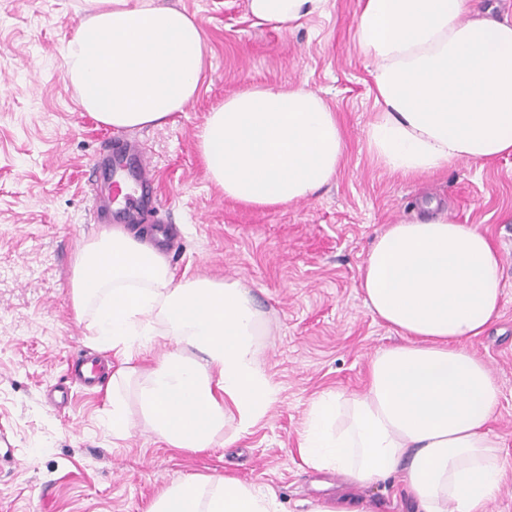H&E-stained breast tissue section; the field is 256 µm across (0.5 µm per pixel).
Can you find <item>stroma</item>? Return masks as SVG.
I'll list each match as a JSON object with an SVG mask.
<instances>
[{
  "instance_id": "1",
  "label": "stroma",
  "mask_w": 512,
  "mask_h": 512,
  "mask_svg": "<svg viewBox=\"0 0 512 512\" xmlns=\"http://www.w3.org/2000/svg\"><path fill=\"white\" fill-rule=\"evenodd\" d=\"M193 14L207 42L196 97L165 125L130 130L156 164L159 217L180 232L166 259L176 275L239 279L269 319L261 358L278 400L230 446L203 453L152 435L133 388L129 432L112 433L106 384L87 388L68 364L93 351L90 315L72 302L78 246L96 240L92 201L108 194L89 167L110 128L84 112L64 76L81 0H0V512H150L186 476L229 474L276 495L283 512L318 498L368 500L373 512H418L399 479L352 488L299 453L311 399L366 382L377 350L399 338L375 319L358 286L374 237L430 203L486 233L501 254L500 316L469 350L485 361L500 402L490 427L504 475L488 512H512V155L405 176L366 145L377 110L370 64L357 48L360 0H328L288 30L256 24L247 0H168ZM302 86L336 112L347 150L336 176L294 204L251 207L207 176L198 134L226 96ZM65 387L56 409L47 392Z\"/></svg>"
}]
</instances>
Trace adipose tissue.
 Returning <instances> with one entry per match:
<instances>
[{
    "instance_id": "adipose-tissue-1",
    "label": "adipose tissue",
    "mask_w": 512,
    "mask_h": 512,
    "mask_svg": "<svg viewBox=\"0 0 512 512\" xmlns=\"http://www.w3.org/2000/svg\"><path fill=\"white\" fill-rule=\"evenodd\" d=\"M64 75L81 106L118 128L160 126L197 94L206 45L194 16L166 0H85ZM470 0H362L361 53L378 110L369 152L406 176L512 154V21L471 13ZM327 0H247L260 22L290 27ZM199 149L226 198L253 206L316 194L345 154L339 121L302 87L248 88L206 119ZM501 258L489 237L440 213L375 236L359 285L372 315L402 339L377 351L358 392L310 402L299 452L320 471L366 486L400 477L420 512H486L503 477L489 422L498 388L467 343L497 318ZM77 311H92L97 346L125 358L156 336L157 365L112 376V431H128L121 385L168 447L203 452L226 424L248 432L277 401L260 358L267 318L238 279H176L143 236L115 227L78 249ZM152 512H282L274 494L232 476L188 477Z\"/></svg>"
}]
</instances>
